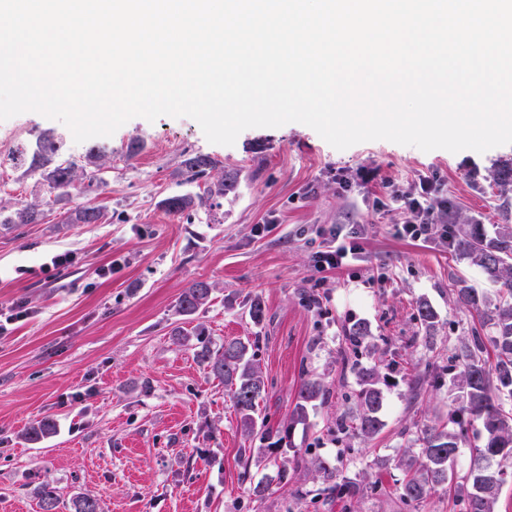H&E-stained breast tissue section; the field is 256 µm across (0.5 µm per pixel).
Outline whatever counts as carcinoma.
Listing matches in <instances>:
<instances>
[{
  "label": "carcinoma",
  "mask_w": 512,
  "mask_h": 512,
  "mask_svg": "<svg viewBox=\"0 0 512 512\" xmlns=\"http://www.w3.org/2000/svg\"><path fill=\"white\" fill-rule=\"evenodd\" d=\"M59 146L46 135L35 145L28 147L20 162L25 172H40L46 185L61 195L83 194L81 183L88 180L93 185L95 175L78 171L74 164L58 160ZM214 161L203 155H191L183 161L182 174L187 183L207 182ZM494 183L502 206L512 207V161L501 165ZM169 213L182 215L195 207L191 195H174L161 201ZM103 214L100 209L79 204L66 211V224H96ZM42 212L36 203H21L8 214L0 212V225L38 224ZM455 250L459 257L470 265L481 269L493 282L502 285L494 297H489L474 288L457 289L461 304L474 311L481 327L490 329L483 335L474 328L471 336L460 341L448 362L459 369L457 388L462 393L461 404L448 407V422L426 425L420 430L417 441L419 451L412 446L394 456H379L371 461L369 469L379 471L394 466L404 473L397 487L398 496L407 512H422L429 497L442 490L451 497L453 512H496V503L505 484L503 475H512V224H498L494 235L486 233L481 224H460L454 234ZM212 286L196 282L185 289L178 304L183 315L195 313L207 304ZM415 319L424 335L413 336L410 346L427 341L437 325V314L426 301L416 305ZM371 337L367 323L357 321L345 330L344 346L341 348L343 371H357L359 390L356 411H345L336 416L329 428L335 436L356 437L370 441L382 430L384 423L380 412L384 396L380 388V372L376 367L356 370L351 356L358 353L362 344ZM253 342L227 341L214 349L202 339H197L196 357L210 372L224 381L236 408L239 427L244 437L259 438L264 442L272 438L273 432L258 424L259 399L266 392L263 372L255 359ZM438 384L433 365L424 369L407 382L408 402L412 403L425 385ZM330 389L317 378L306 379L299 391L298 402L291 414L288 427L276 443L290 438L291 428L306 424L307 407L320 400L326 401ZM54 425L44 420L30 426L25 435L37 442L53 433ZM473 433L474 444L470 446V463L466 473L458 476L456 470L459 450ZM353 449L342 448L337 462L331 463L318 456L306 458L299 450L278 467L276 480L286 485L292 479L291 472L300 468L307 471L314 481L323 484L319 495L323 501L341 500L355 508L354 500L363 492L362 481L344 473V455H352ZM497 467H492V462ZM41 512H55L58 498L54 488L44 483L37 489ZM72 512H99L97 499L88 494H78L72 499Z\"/></svg>",
  "instance_id": "obj_1"
}]
</instances>
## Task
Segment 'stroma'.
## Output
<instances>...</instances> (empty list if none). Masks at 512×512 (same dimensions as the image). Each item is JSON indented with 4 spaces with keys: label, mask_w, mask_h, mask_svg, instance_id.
I'll use <instances>...</instances> for the list:
<instances>
[{
    "label": "stroma",
    "mask_w": 512,
    "mask_h": 512,
    "mask_svg": "<svg viewBox=\"0 0 512 512\" xmlns=\"http://www.w3.org/2000/svg\"><path fill=\"white\" fill-rule=\"evenodd\" d=\"M46 132L60 159L79 168L90 148L107 147L99 185L81 197L103 211L101 223H64L68 202L11 164ZM190 154L210 157L214 175L236 181L220 206L174 215L163 199L205 190L181 176ZM503 160H512V144L452 153L376 140L338 150L301 123L251 128L223 146L187 117H137L81 143L35 112L0 121V205L36 201L43 211L40 223L0 226V512H39L44 482L57 492V512H71L79 493L94 496L100 512H345L336 500L295 502L294 487L312 486L302 470L293 486L252 496L240 462L250 442L224 384L175 335L199 329L215 347L259 337L268 383L260 415L274 431L287 424L305 376L323 375L331 395L309 407L291 444L320 440L319 455L332 461L338 446L327 428L352 407L356 386L341 372L343 329L367 322L375 347L359 362L386 364L391 383L384 427L349 468L360 473L406 444L404 426L446 418L455 398L430 386L407 400L404 377L425 354L407 344L421 332L417 300L438 314L434 352L444 366L477 322L455 288L495 289L448 245L397 236L413 215L393 192L437 179L453 223L491 232L512 224L494 186ZM258 224L266 232L255 234ZM339 225L359 228L364 254L347 270L317 271L314 254ZM59 255L70 261L57 268ZM198 281L213 288L209 304L180 315L181 294ZM255 297L266 312L258 325L248 315ZM46 419L51 436L24 439Z\"/></svg>",
    "instance_id": "stroma-1"
}]
</instances>
